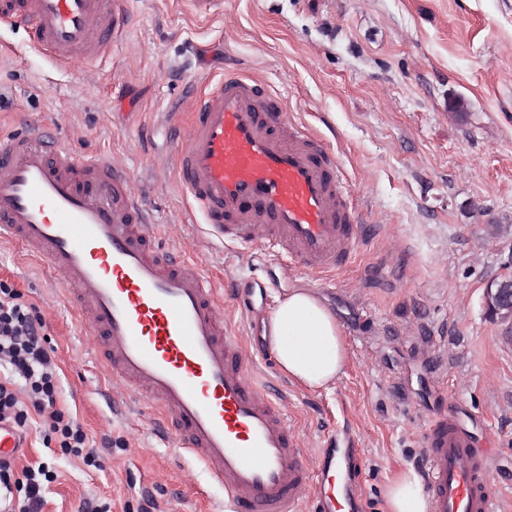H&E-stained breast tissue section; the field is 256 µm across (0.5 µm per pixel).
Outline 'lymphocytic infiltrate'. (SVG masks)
<instances>
[{
  "label": "lymphocytic infiltrate",
  "instance_id": "f902f5d3",
  "mask_svg": "<svg viewBox=\"0 0 512 512\" xmlns=\"http://www.w3.org/2000/svg\"><path fill=\"white\" fill-rule=\"evenodd\" d=\"M0 421L26 431L32 415L44 420L46 440L56 441L64 454L100 467L112 451L111 435L90 441L72 414L56 407L58 366L46 335V323L34 304L23 300L11 286L0 282ZM54 474L48 467L25 468L15 473L13 460H0V489L17 490L18 512H41L43 491Z\"/></svg>",
  "mask_w": 512,
  "mask_h": 512
}]
</instances>
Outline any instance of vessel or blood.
Returning a JSON list of instances; mask_svg holds the SVG:
<instances>
[{
    "mask_svg": "<svg viewBox=\"0 0 512 512\" xmlns=\"http://www.w3.org/2000/svg\"><path fill=\"white\" fill-rule=\"evenodd\" d=\"M129 0H0V23L26 29L62 63L97 64L120 42ZM178 144V182L220 241L276 248L318 272L347 263L362 240L338 157L306 135L266 84L242 74L192 102ZM125 164L84 155L31 124L0 138V235L48 271L112 379L158 410L164 436L198 460L232 512H359L360 467L348 433L307 457L273 394L256 379L215 289L158 224ZM429 512H495L492 457L457 413L424 435Z\"/></svg>",
    "mask_w": 512,
    "mask_h": 512,
    "instance_id": "b4317fda",
    "label": "vessel or blood"
}]
</instances>
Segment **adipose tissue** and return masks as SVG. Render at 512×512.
Instances as JSON below:
<instances>
[{
	"label": "adipose tissue",
	"instance_id": "ef3b65f1",
	"mask_svg": "<svg viewBox=\"0 0 512 512\" xmlns=\"http://www.w3.org/2000/svg\"><path fill=\"white\" fill-rule=\"evenodd\" d=\"M269 322L271 346L289 378L310 389L332 384L343 373L348 352L335 315L313 290L295 288L278 300ZM383 512H428L422 479L400 470L383 492Z\"/></svg>",
	"mask_w": 512,
	"mask_h": 512
}]
</instances>
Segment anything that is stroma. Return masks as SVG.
I'll list each match as a JSON object with an SVG mask.
<instances>
[{
	"mask_svg": "<svg viewBox=\"0 0 512 512\" xmlns=\"http://www.w3.org/2000/svg\"><path fill=\"white\" fill-rule=\"evenodd\" d=\"M249 74L339 158L350 202L377 227L342 268H287L262 246L220 242L176 186L173 147L192 114L167 119L195 73ZM74 137L80 152L123 160L163 242L224 286V318L268 365L258 328L291 288L316 290L339 320L350 361L327 389L291 383L286 415L314 453L347 428L361 455L363 512H382L388 480L421 468L431 417L464 418L492 455L488 485L512 512V339L486 312V285L512 257V0H223L210 17L190 0H132L126 38L94 66H61L19 26L0 27V135L23 121ZM0 281L36 305L59 366L56 406L89 438L112 435L101 468L44 446L32 418L17 468L48 463L42 512H215L202 466L156 437L146 401L113 415L109 376L42 264L0 239Z\"/></svg>",
	"mask_w": 512,
	"mask_h": 512,
	"instance_id": "1",
	"label": "stroma"
}]
</instances>
